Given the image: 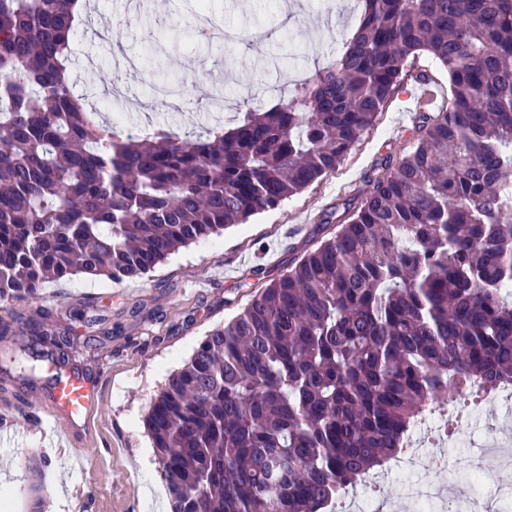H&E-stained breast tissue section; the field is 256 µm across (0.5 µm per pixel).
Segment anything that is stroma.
Returning <instances> with one entry per match:
<instances>
[{
  "label": "stroma",
  "mask_w": 512,
  "mask_h": 512,
  "mask_svg": "<svg viewBox=\"0 0 512 512\" xmlns=\"http://www.w3.org/2000/svg\"><path fill=\"white\" fill-rule=\"evenodd\" d=\"M202 12L221 32L257 29L266 37L230 42L220 35L212 47L197 45L193 30ZM358 13L356 0H336L328 12L320 0H157L151 13L131 11L127 0H91L72 45L70 75L76 93L87 95L106 118L120 106L103 91L119 82L144 105L136 123L198 132L233 117L213 111L197 86L199 74L230 100L271 106L277 86L292 88L326 64L329 51L355 28ZM171 80L182 84L173 103L156 93ZM405 107L404 97L389 101L336 172L249 223L180 249L144 278L75 276L45 283L40 301L0 303V321L11 327L45 321L66 333L70 368L94 381L102 398L92 440L63 451L40 406L56 372L28 376L17 365L0 371V416L8 418L0 429V500L11 502L13 512H31L25 461L34 455L48 462L42 512H80L83 496L87 512H169L160 501L159 463L143 423L152 401L212 329L335 233V224L321 223V215L364 195L380 160L400 159L410 149L411 133L399 127ZM477 416L499 437L512 439V414L499 402L465 411L449 420L448 429L470 436ZM428 455L433 463L422 466V478H457L479 495V477L490 460L453 444Z\"/></svg>",
  "instance_id": "obj_1"
}]
</instances>
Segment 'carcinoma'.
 Listing matches in <instances>:
<instances>
[{
	"label": "carcinoma",
	"mask_w": 512,
	"mask_h": 512,
	"mask_svg": "<svg viewBox=\"0 0 512 512\" xmlns=\"http://www.w3.org/2000/svg\"><path fill=\"white\" fill-rule=\"evenodd\" d=\"M74 2L0 0L1 303L143 277L336 171L408 58L448 77L336 233L168 377L144 425L170 512H328L419 420L512 385V0H362L288 98L197 136L74 92ZM69 345L40 326L21 351L33 372Z\"/></svg>",
	"instance_id": "cac0c4a2"
}]
</instances>
